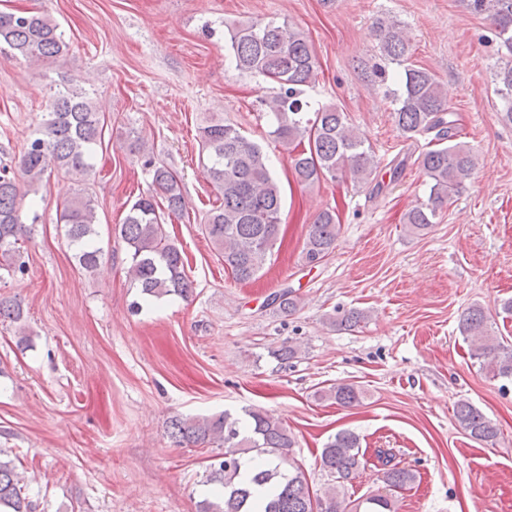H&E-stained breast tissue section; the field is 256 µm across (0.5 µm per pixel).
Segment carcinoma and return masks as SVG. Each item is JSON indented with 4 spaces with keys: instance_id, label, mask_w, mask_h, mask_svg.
I'll return each instance as SVG.
<instances>
[{
    "instance_id": "obj_1",
    "label": "carcinoma",
    "mask_w": 512,
    "mask_h": 512,
    "mask_svg": "<svg viewBox=\"0 0 512 512\" xmlns=\"http://www.w3.org/2000/svg\"><path fill=\"white\" fill-rule=\"evenodd\" d=\"M470 8L490 21L493 35L511 57L495 69L496 92L502 101L503 119L512 123V0H469ZM376 37L384 59L402 67L394 75L399 90L393 91V117L407 139H426L417 162L428 180L427 202L404 216L409 230H428L439 212L465 188L478 165V158L465 144L454 141L457 119L447 93L428 69L410 62L409 38L397 20L387 17L376 23ZM230 50L238 71L261 76L279 86V92L264 100L274 120L273 136L289 153L297 182L311 185L328 176L350 175L368 179L375 169L372 147L354 133L345 113L323 105L307 117L299 98L301 87L315 80L318 62L306 36L287 21L275 18L251 21L228 29ZM0 46L27 62L56 60L67 43L59 23L41 11L0 12ZM103 124L85 89L67 80L60 83L49 102L47 118L28 139L18 162L20 176L0 167V258L6 270L24 274V264L12 263L20 239L28 232L24 211H34L30 195L54 170L86 178L93 173L95 146L101 141ZM202 159L208 178L217 191L219 204L204 217L203 232L224 258V268L239 283L255 279L280 239L282 191L268 168L261 145L236 127L212 118L200 128ZM150 166L153 194L133 202L120 224V238L130 256L128 269L134 285L146 301L193 294L179 247L163 231V224L183 212L181 178L164 164ZM67 225L68 245L77 252L87 272L97 269L101 254L93 226L96 208L91 199H69L59 216ZM340 224L336 213L323 210L311 225L303 254L306 263L317 264L336 248ZM280 311L294 312L299 297L287 290L273 298ZM20 306L0 298V320L18 322ZM489 317L480 306L460 315L458 329L470 343L471 358L492 377L512 380V346L488 333ZM320 397L343 407H354L363 392L342 383L320 392ZM245 419L224 412L210 416H176L170 420V436L179 445L219 449L210 464L208 482L220 486L200 512H395L386 494L351 500L344 489L367 465L359 436L341 430L325 443L320 466L336 479L320 494L309 491L299 474L291 471L295 437L277 418L261 408L244 410ZM457 421L469 436L492 442L498 428L467 400L454 407ZM263 458L257 472L244 482L241 466L246 458ZM389 488H404L416 480L409 469L394 463L392 450L375 451ZM265 489L254 497L252 486ZM0 508L4 512H33L32 501L22 493L20 479L11 462L0 460Z\"/></svg>"
}]
</instances>
